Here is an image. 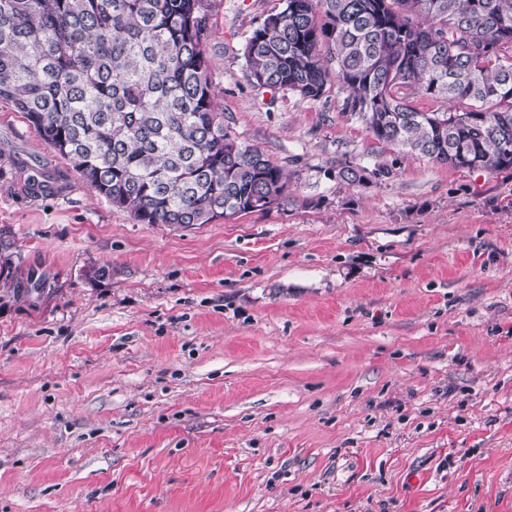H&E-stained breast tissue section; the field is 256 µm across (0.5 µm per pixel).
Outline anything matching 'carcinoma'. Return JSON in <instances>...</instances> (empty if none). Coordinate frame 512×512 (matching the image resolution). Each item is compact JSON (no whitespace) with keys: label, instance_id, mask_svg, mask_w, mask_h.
I'll return each mask as SVG.
<instances>
[{"label":"carcinoma","instance_id":"1","mask_svg":"<svg viewBox=\"0 0 512 512\" xmlns=\"http://www.w3.org/2000/svg\"><path fill=\"white\" fill-rule=\"evenodd\" d=\"M245 40L259 90L345 110L411 157L512 168V0H282ZM200 0H0V99L137 224L278 202L286 175L224 127ZM441 99L424 112L409 96Z\"/></svg>","mask_w":512,"mask_h":512}]
</instances>
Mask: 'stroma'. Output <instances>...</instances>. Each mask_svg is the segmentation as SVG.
<instances>
[{"mask_svg":"<svg viewBox=\"0 0 512 512\" xmlns=\"http://www.w3.org/2000/svg\"><path fill=\"white\" fill-rule=\"evenodd\" d=\"M278 7L201 2L225 127L288 175L262 211L134 223L0 99V512H512V170L253 90Z\"/></svg>","mask_w":512,"mask_h":512,"instance_id":"35a3bbf8","label":"stroma"}]
</instances>
